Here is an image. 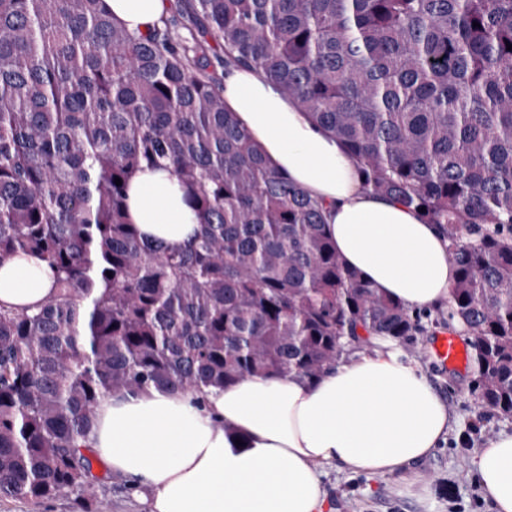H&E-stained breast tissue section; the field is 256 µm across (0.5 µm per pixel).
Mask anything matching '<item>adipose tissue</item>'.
Here are the masks:
<instances>
[{
	"instance_id": "obj_1",
	"label": "adipose tissue",
	"mask_w": 512,
	"mask_h": 512,
	"mask_svg": "<svg viewBox=\"0 0 512 512\" xmlns=\"http://www.w3.org/2000/svg\"><path fill=\"white\" fill-rule=\"evenodd\" d=\"M112 19L144 33L172 0H105ZM224 106L275 169L323 205L343 261L408 308L447 307L455 268L439 225L400 200L366 191L339 142L315 126L260 72H224ZM129 219L142 235L185 245L200 222L168 171L138 173ZM38 256L0 261V303L34 307L53 292ZM457 423L425 374L393 343L355 353L313 384L256 377L192 393L115 395L97 407L91 442L102 462L135 487L147 512H323V470L364 475L411 470ZM468 471L488 512H512V433L476 449Z\"/></svg>"
}]
</instances>
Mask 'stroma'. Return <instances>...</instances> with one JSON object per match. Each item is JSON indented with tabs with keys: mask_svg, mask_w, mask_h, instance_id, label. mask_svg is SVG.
Returning <instances> with one entry per match:
<instances>
[{
	"mask_svg": "<svg viewBox=\"0 0 512 512\" xmlns=\"http://www.w3.org/2000/svg\"><path fill=\"white\" fill-rule=\"evenodd\" d=\"M422 322L426 332L413 340L415 354L408 362L429 377L458 423L447 440L414 467L416 485H408L399 473L350 475L327 468L330 512H487L479 486L467 474L466 459L499 433H511L512 416L483 414L469 390L471 372L442 368L432 355V339L448 329L447 311L423 313Z\"/></svg>",
	"mask_w": 512,
	"mask_h": 512,
	"instance_id": "obj_1",
	"label": "stroma"
}]
</instances>
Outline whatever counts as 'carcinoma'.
<instances>
[{
    "label": "carcinoma",
    "instance_id": "obj_1",
    "mask_svg": "<svg viewBox=\"0 0 512 512\" xmlns=\"http://www.w3.org/2000/svg\"><path fill=\"white\" fill-rule=\"evenodd\" d=\"M184 15L188 38L165 18L137 35L104 0H0V261L33 253L55 275L37 310L0 304V498L85 500L112 395L313 384L353 346L424 330L346 266L321 203L225 109L212 41L333 135L365 190L442 226L470 391L511 416L512 0H189ZM155 167L201 217L183 247L126 220L130 180Z\"/></svg>",
    "mask_w": 512,
    "mask_h": 512
}]
</instances>
